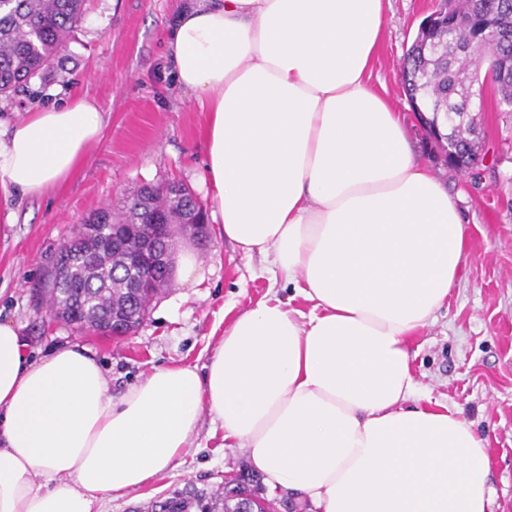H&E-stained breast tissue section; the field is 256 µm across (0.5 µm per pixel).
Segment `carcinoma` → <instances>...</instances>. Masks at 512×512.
Returning <instances> with one entry per match:
<instances>
[{
  "label": "carcinoma",
  "mask_w": 512,
  "mask_h": 512,
  "mask_svg": "<svg viewBox=\"0 0 512 512\" xmlns=\"http://www.w3.org/2000/svg\"><path fill=\"white\" fill-rule=\"evenodd\" d=\"M447 25L422 21L407 49L400 78L413 112L429 119L448 107L456 109L449 132L437 142L455 153L454 168L461 171L481 154L483 130L479 113L464 110L463 101L483 97L477 73L488 63L489 84L499 105L512 112V0H447ZM86 13V0H0V98H11L18 88L43 78ZM147 198L170 209L168 219L194 233L184 215L203 206L190 190L170 184L143 185L120 215L103 208L85 223L93 225L87 237L70 248L62 247L45 272V294L61 313L59 319L80 330L112 335L107 318L116 313L137 317L141 323L154 296L139 294L132 284L142 270L125 262L120 250L97 260L89 254L94 242L112 224H146ZM276 508V499L245 471L224 480L223 493L179 491L151 505V512H263Z\"/></svg>",
  "instance_id": "cac0c4a2"
}]
</instances>
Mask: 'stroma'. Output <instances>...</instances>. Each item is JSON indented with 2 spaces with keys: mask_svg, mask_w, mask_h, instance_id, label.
<instances>
[{
  "mask_svg": "<svg viewBox=\"0 0 512 512\" xmlns=\"http://www.w3.org/2000/svg\"><path fill=\"white\" fill-rule=\"evenodd\" d=\"M440 0H391L384 42L370 85L403 113L412 148L453 195L467 219L464 274L447 306L411 340L413 371L424 400L457 411L487 440L496 512H512V112L493 93L483 102L478 170L459 172L426 139L399 81L400 66L422 20ZM180 0H87L86 14L44 78L0 99L10 122L54 101L86 97L104 112L97 145L77 172L39 196L0 191V320L18 327L35 360L67 345L88 347L120 398L153 368H204L225 326L270 293L304 312L291 287L270 286L263 256H244L208 224L204 236H181L206 270L189 286L170 280L131 335H82L48 310L37 289L57 252L92 212L121 210L144 184L183 183L198 199L208 115L176 81L165 36ZM244 449L202 414L177 468L103 506L102 512H148L156 497L190 487L220 489L226 475L248 468Z\"/></svg>",
  "mask_w": 512,
  "mask_h": 512,
  "instance_id": "stroma-1",
  "label": "stroma"
}]
</instances>
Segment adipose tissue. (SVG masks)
Here are the masks:
<instances>
[{
	"label": "adipose tissue",
	"instance_id": "adipose-tissue-1",
	"mask_svg": "<svg viewBox=\"0 0 512 512\" xmlns=\"http://www.w3.org/2000/svg\"><path fill=\"white\" fill-rule=\"evenodd\" d=\"M391 0H195L166 37L209 118L211 217L312 305L238 313L204 370L119 400L89 349L35 361L0 321V512H95L180 463L201 413L316 512H494L487 441L420 405L411 336L461 278L466 221L369 80ZM103 128L78 98L0 139V188L37 196Z\"/></svg>",
	"mask_w": 512,
	"mask_h": 512
}]
</instances>
